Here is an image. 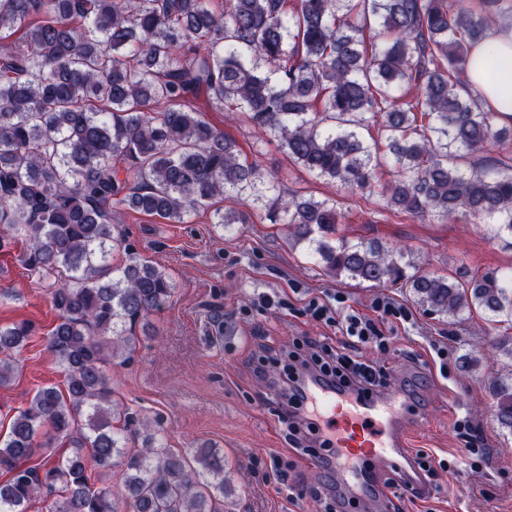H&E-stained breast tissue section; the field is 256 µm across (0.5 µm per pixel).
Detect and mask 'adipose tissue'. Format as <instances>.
Segmentation results:
<instances>
[{
  "label": "adipose tissue",
  "mask_w": 512,
  "mask_h": 512,
  "mask_svg": "<svg viewBox=\"0 0 512 512\" xmlns=\"http://www.w3.org/2000/svg\"><path fill=\"white\" fill-rule=\"evenodd\" d=\"M467 84L479 92L502 124H512V27L488 32L467 66Z\"/></svg>",
  "instance_id": "adipose-tissue-1"
}]
</instances>
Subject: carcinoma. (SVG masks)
Listing matches in <instances>:
<instances>
[{
	"mask_svg": "<svg viewBox=\"0 0 512 512\" xmlns=\"http://www.w3.org/2000/svg\"><path fill=\"white\" fill-rule=\"evenodd\" d=\"M0 0V251L23 241L22 262L55 275L59 320L47 346L66 392L38 389L0 435V512H29L62 493L56 512H120L92 482L122 467L130 512H220L224 456L168 453L159 434L128 448L106 365L132 351L126 325L162 309L169 274L127 253L112 267L116 214L181 224H247L223 206L234 193L264 204L291 245H307L339 279L401 284L434 314L477 307L512 322V272L464 283L405 261L411 252L332 242L336 201L284 197L257 162L207 113L235 108L278 140L310 175L372 192L423 220L458 213L512 237V163L459 166L512 141L462 79L473 48L512 0ZM271 66L263 74L253 63ZM380 118L390 154L365 139ZM393 179L381 183L379 170ZM413 273H407V269ZM31 336L0 326V387ZM511 360L490 382L493 414L512 432V335L495 339ZM85 421H80V418ZM44 441L36 442L38 435ZM62 442L69 456L28 465Z\"/></svg>",
	"mask_w": 512,
	"mask_h": 512,
	"instance_id": "obj_1",
	"label": "carcinoma"
}]
</instances>
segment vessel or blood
Segmentation results:
<instances>
[{
  "instance_id": "b4317fda",
  "label": "vessel or blood",
  "mask_w": 512,
  "mask_h": 512,
  "mask_svg": "<svg viewBox=\"0 0 512 512\" xmlns=\"http://www.w3.org/2000/svg\"><path fill=\"white\" fill-rule=\"evenodd\" d=\"M309 396L334 442L329 474L337 489L345 495L362 491L368 499H376L384 488L364 464H388L406 448L408 430L399 399L380 394L360 400L314 382Z\"/></svg>"
}]
</instances>
